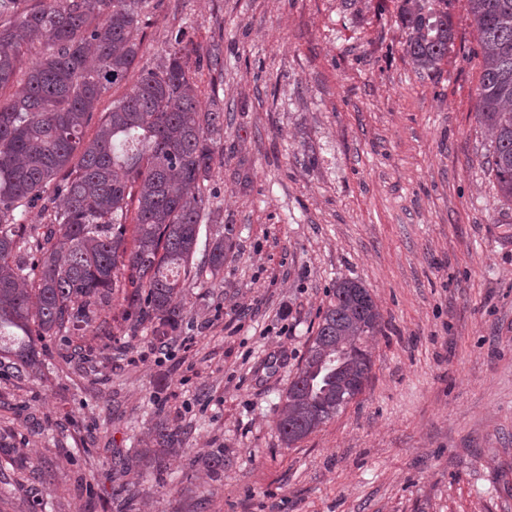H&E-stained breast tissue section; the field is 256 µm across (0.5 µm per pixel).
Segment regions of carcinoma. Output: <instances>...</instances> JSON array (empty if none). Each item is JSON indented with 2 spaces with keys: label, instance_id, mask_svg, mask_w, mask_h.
<instances>
[{
  "label": "carcinoma",
  "instance_id": "carcinoma-1",
  "mask_svg": "<svg viewBox=\"0 0 512 512\" xmlns=\"http://www.w3.org/2000/svg\"><path fill=\"white\" fill-rule=\"evenodd\" d=\"M25 2L0 0V17L13 18L0 24V87L13 81L24 46L45 41L54 51L28 72L20 95L0 100V355L35 376L45 340L83 337L122 282L133 288L125 314L135 325L150 322L159 341L180 326L176 299L193 273L224 115L201 109L177 35L165 64L141 70L84 140L102 94L137 68L145 0ZM468 3L481 56L477 120L493 135L486 164L511 204L512 0ZM398 17L405 52L421 70L436 69L453 45L448 0H401ZM36 205L49 223H22L20 214ZM233 237L227 224L222 237L205 240L212 275L224 270ZM381 323L367 288L336 283L282 400L276 427L286 445L351 402L371 372L363 342ZM148 444L135 457L160 471L181 445L179 431L161 417Z\"/></svg>",
  "mask_w": 512,
  "mask_h": 512
}]
</instances>
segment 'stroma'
Listing matches in <instances>:
<instances>
[{"mask_svg": "<svg viewBox=\"0 0 512 512\" xmlns=\"http://www.w3.org/2000/svg\"><path fill=\"white\" fill-rule=\"evenodd\" d=\"M399 0H149L139 64L172 35L202 109L224 111L209 238L186 316L155 348L114 289L37 376L0 360V512H512V205L483 160L467 0L437 71L404 50ZM382 315L363 392L294 445L280 398L338 280ZM182 444L121 468L158 414ZM223 455L224 470L211 459ZM233 237L234 227L230 224L225 225L224 235L220 238H215L210 241L206 232L204 252L212 276H217L224 270V260H226L232 250Z\"/></svg>", "mask_w": 512, "mask_h": 512, "instance_id": "1", "label": "stroma"}]
</instances>
